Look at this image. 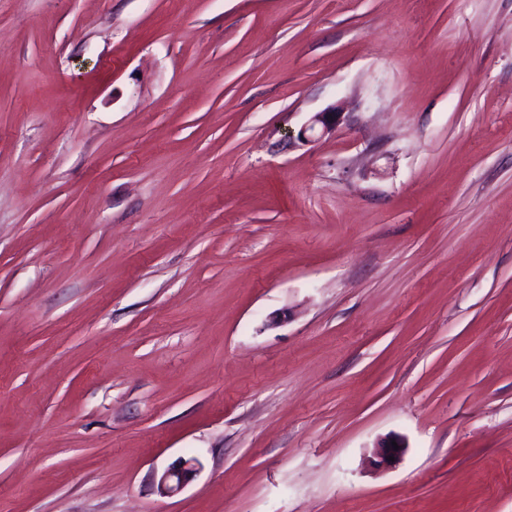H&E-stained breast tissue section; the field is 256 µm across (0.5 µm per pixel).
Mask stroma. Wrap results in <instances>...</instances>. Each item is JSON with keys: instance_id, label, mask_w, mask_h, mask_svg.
I'll use <instances>...</instances> for the list:
<instances>
[{"instance_id": "1", "label": "stroma", "mask_w": 512, "mask_h": 512, "mask_svg": "<svg viewBox=\"0 0 512 512\" xmlns=\"http://www.w3.org/2000/svg\"><path fill=\"white\" fill-rule=\"evenodd\" d=\"M0 512H512V0H0ZM343 118V112H336V110H326L324 112H317L311 119L309 124L305 127L303 135L306 132H314L316 129L320 130V135H328L336 131ZM392 441L397 443V450H394ZM375 448V456L377 458V460H375L376 465L383 469H389L399 463L405 453L407 446L401 438L391 437L378 442ZM389 457H394V461L389 460ZM196 459H184L162 473L158 481V487L165 494L178 493L191 482L197 474Z\"/></svg>"}]
</instances>
